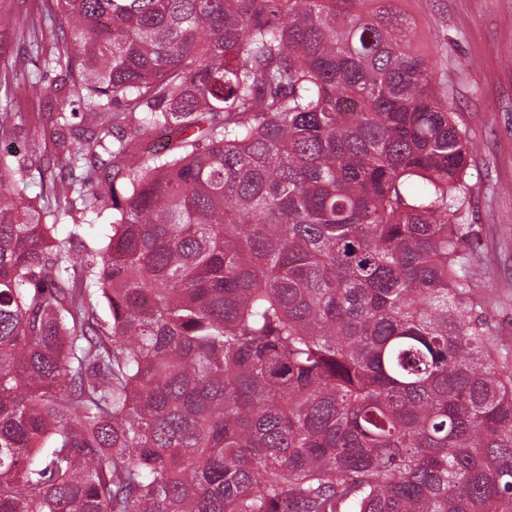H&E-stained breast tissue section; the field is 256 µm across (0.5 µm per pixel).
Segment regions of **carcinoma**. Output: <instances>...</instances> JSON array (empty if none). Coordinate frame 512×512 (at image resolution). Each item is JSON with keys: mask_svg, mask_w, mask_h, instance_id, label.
<instances>
[{"mask_svg": "<svg viewBox=\"0 0 512 512\" xmlns=\"http://www.w3.org/2000/svg\"><path fill=\"white\" fill-rule=\"evenodd\" d=\"M14 2L42 71L0 43V72L61 103L63 169L44 211L0 153V512H512V360L461 261L472 144L404 14L53 0L46 49Z\"/></svg>", "mask_w": 512, "mask_h": 512, "instance_id": "1", "label": "carcinoma"}]
</instances>
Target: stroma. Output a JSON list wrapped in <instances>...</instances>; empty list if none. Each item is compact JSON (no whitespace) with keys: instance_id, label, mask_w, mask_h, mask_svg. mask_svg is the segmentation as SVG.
Segmentation results:
<instances>
[{"instance_id":"obj_1","label":"stroma","mask_w":512,"mask_h":512,"mask_svg":"<svg viewBox=\"0 0 512 512\" xmlns=\"http://www.w3.org/2000/svg\"><path fill=\"white\" fill-rule=\"evenodd\" d=\"M419 46L435 61V84L474 149L462 218L473 235L464 251L485 297L484 315L502 353L512 355V0H402ZM21 120L13 135L37 205L53 152L45 124L52 104L31 89L0 86Z\"/></svg>"}]
</instances>
